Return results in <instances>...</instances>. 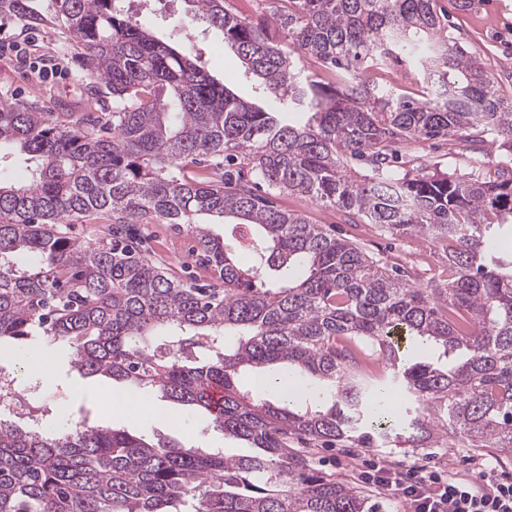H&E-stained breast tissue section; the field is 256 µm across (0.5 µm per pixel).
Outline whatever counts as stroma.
<instances>
[{"label":"stroma","instance_id":"stroma-1","mask_svg":"<svg viewBox=\"0 0 512 512\" xmlns=\"http://www.w3.org/2000/svg\"><path fill=\"white\" fill-rule=\"evenodd\" d=\"M448 15V28L467 51L476 55L497 87L512 98V0H473L469 9H456L453 0H438ZM138 18L143 27L160 39L187 29L194 35L201 54L203 69L214 79L224 82L241 98L258 101L259 93L251 78L245 77L238 59L225 48L218 33L193 18L184 0H149L138 6ZM28 46L32 57L54 64L58 74L48 77L32 72L15 56L0 53V103L37 102L48 112H96L100 105L86 91L90 76L81 67L71 42L59 38L49 28L20 32L16 27L0 29V43ZM401 167L416 172L419 167L432 166L448 173L470 171L467 152L448 141L436 139L412 144L401 150ZM278 206L310 216L312 221L325 222L340 238L356 237L369 254L381 255L390 263L405 268L410 284L420 286L437 276L440 265L425 256L426 242L418 237H390L373 225L355 228L346 224L335 209L310 204L295 195L277 197ZM151 238L154 259L167 271L183 275L196 269V245L192 233L169 224H151L145 228ZM41 354L54 358L56 371L42 387L41 401L50 407L55 419H70L72 412L86 408L89 424L125 428L145 438L162 435L184 447L220 448L230 455L244 454L243 442L226 436L213 427L204 411L180 405L162 398L153 389L145 394L154 401L157 411L149 416L125 419L111 416L106 398L114 384L106 377L82 376L71 363L64 349L39 342ZM292 448L310 458L315 472L356 487L373 505L376 512H408L399 496L378 490L364 482L360 472L365 464H377L395 472L425 469L444 475L471 477L479 468L493 470L501 478L512 479V454L488 448H419L409 451L390 444L367 448L360 444H320L298 437Z\"/></svg>","mask_w":512,"mask_h":512}]
</instances>
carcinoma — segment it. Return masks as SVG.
Instances as JSON below:
<instances>
[{
    "label": "carcinoma",
    "mask_w": 512,
    "mask_h": 512,
    "mask_svg": "<svg viewBox=\"0 0 512 512\" xmlns=\"http://www.w3.org/2000/svg\"><path fill=\"white\" fill-rule=\"evenodd\" d=\"M0 0V27L58 29L112 111L41 112L0 104V148L33 164L0 166V341L43 336L101 375L205 411L254 449L203 454L125 429L65 430L0 420V512H366L361 492L312 473L288 436L408 448L512 452V170L415 175L388 147L417 139L490 138L512 157V98L445 32L437 0H261L256 17L229 0H184L237 55L263 109L207 75L183 39L165 42L125 0ZM314 57L338 81L299 63ZM403 63L419 96L365 77ZM366 166L361 178L348 163ZM212 168L188 178V163ZM298 194L394 237L446 244L450 278L414 288L381 258L323 224L281 210ZM112 221V241L68 225ZM201 215L230 218L220 237ZM144 224L195 234L213 283L169 276L141 254ZM382 362L374 381L357 358ZM276 366L293 394L256 400L244 370ZM43 356L24 376L43 380ZM414 400L401 415L387 384ZM224 386L212 411L208 389Z\"/></svg>",
    "instance_id": "carcinoma-1"
}]
</instances>
